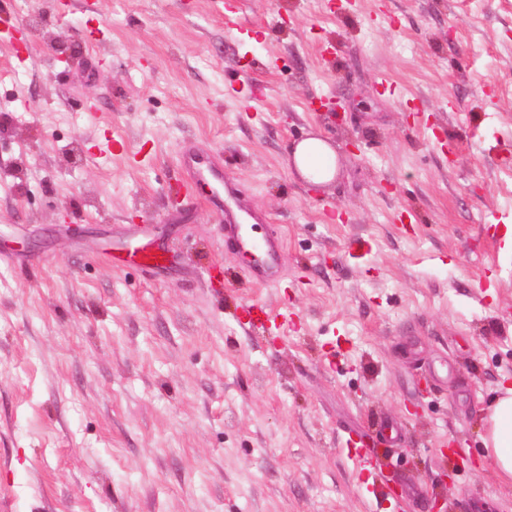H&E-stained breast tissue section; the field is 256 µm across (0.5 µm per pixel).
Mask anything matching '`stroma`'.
Returning a JSON list of instances; mask_svg holds the SVG:
<instances>
[{
	"label": "stroma",
	"instance_id": "obj_1",
	"mask_svg": "<svg viewBox=\"0 0 512 512\" xmlns=\"http://www.w3.org/2000/svg\"><path fill=\"white\" fill-rule=\"evenodd\" d=\"M7 70L0 512H512L479 438L512 384V0H0ZM312 130L327 185L288 171ZM187 144L278 225L281 287L184 187ZM257 298L288 336L242 328Z\"/></svg>",
	"mask_w": 512,
	"mask_h": 512
}]
</instances>
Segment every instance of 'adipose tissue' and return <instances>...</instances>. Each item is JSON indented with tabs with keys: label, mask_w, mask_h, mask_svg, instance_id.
I'll list each match as a JSON object with an SVG mask.
<instances>
[{
	"label": "adipose tissue",
	"mask_w": 512,
	"mask_h": 512,
	"mask_svg": "<svg viewBox=\"0 0 512 512\" xmlns=\"http://www.w3.org/2000/svg\"><path fill=\"white\" fill-rule=\"evenodd\" d=\"M289 166L305 181L324 185L338 173L333 145L319 133L292 145ZM481 440L498 477L512 483V387L500 385L481 418Z\"/></svg>",
	"instance_id": "adipose-tissue-1"
}]
</instances>
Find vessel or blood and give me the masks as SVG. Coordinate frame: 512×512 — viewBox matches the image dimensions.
<instances>
[{
    "instance_id": "b4317fda",
    "label": "vessel or blood",
    "mask_w": 512,
    "mask_h": 512,
    "mask_svg": "<svg viewBox=\"0 0 512 512\" xmlns=\"http://www.w3.org/2000/svg\"><path fill=\"white\" fill-rule=\"evenodd\" d=\"M180 163L189 185L201 187L222 215L225 243L252 254L253 261L247 269L249 281L263 288L281 287L283 244L277 228L262 212L244 205L220 162L186 149ZM243 309L246 323L253 330L279 336L288 323V311H271L259 300L245 303Z\"/></svg>"
}]
</instances>
